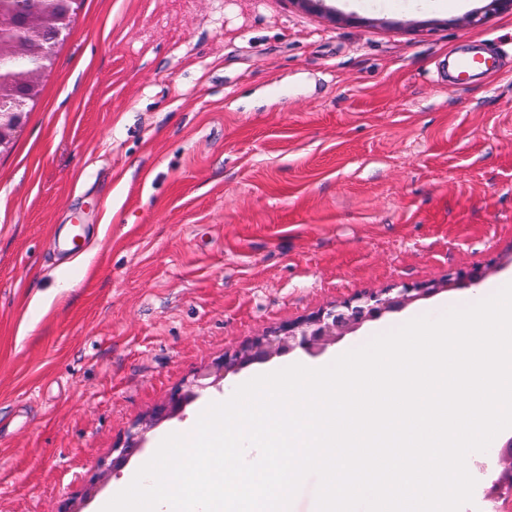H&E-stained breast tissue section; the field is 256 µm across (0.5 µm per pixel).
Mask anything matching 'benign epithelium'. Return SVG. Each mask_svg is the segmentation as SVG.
I'll return each mask as SVG.
<instances>
[{
    "instance_id": "obj_1",
    "label": "benign epithelium",
    "mask_w": 512,
    "mask_h": 512,
    "mask_svg": "<svg viewBox=\"0 0 512 512\" xmlns=\"http://www.w3.org/2000/svg\"><path fill=\"white\" fill-rule=\"evenodd\" d=\"M504 10H512V0H486L482 13L470 16L468 22L477 25ZM66 22L65 18L53 21L41 32L32 34L27 31L22 14H7L0 10V51L20 42V39L10 37V33L15 31L24 32V38H32L40 44V50L35 55L36 64L29 72L28 81L17 85L13 78L0 73V151L8 147L14 132L22 125L27 102L31 99L29 84L40 80L50 69L53 48L62 36ZM482 277L483 273L477 269L461 270L448 275V285L452 286L462 281L470 286H476ZM435 292L437 289L429 287L401 288L393 295H370L333 307L299 323L291 324L286 330L255 337L244 350L215 363L212 370L202 375V378L211 380V384L215 385L225 379L230 372L254 363H264L296 350L310 357H318L329 346L354 332L364 323L386 313L398 312L410 302ZM197 387L203 388L205 384L198 383L175 391L168 404L150 419L133 425L127 431L123 444L114 448L117 456L112 459L109 470H119L140 450L148 430L178 415L192 403L197 397ZM487 457L500 468L499 476L486 488L484 494L486 501L494 502L505 490L512 494V440L500 448L489 449Z\"/></svg>"
}]
</instances>
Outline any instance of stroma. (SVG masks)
Returning a JSON list of instances; mask_svg holds the SVG:
<instances>
[{
  "instance_id": "obj_1",
  "label": "stroma",
  "mask_w": 512,
  "mask_h": 512,
  "mask_svg": "<svg viewBox=\"0 0 512 512\" xmlns=\"http://www.w3.org/2000/svg\"><path fill=\"white\" fill-rule=\"evenodd\" d=\"M81 0L0 152V512H96L136 421L252 338L436 287L325 359L512 279V11ZM493 71L449 79L467 48ZM201 391L127 464L223 399Z\"/></svg>"
}]
</instances>
